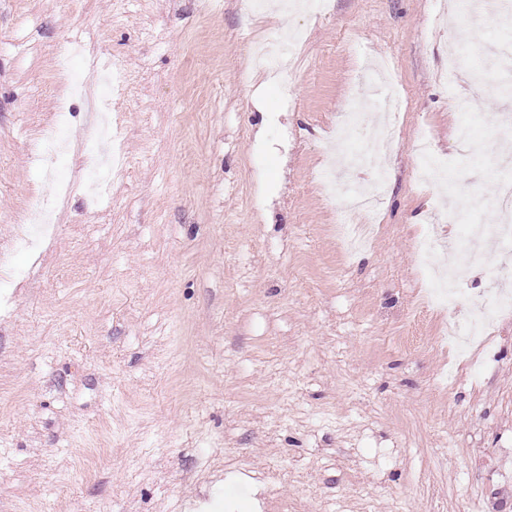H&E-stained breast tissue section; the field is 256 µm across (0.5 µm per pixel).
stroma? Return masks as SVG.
Masks as SVG:
<instances>
[{
  "instance_id": "stroma-1",
  "label": "stroma",
  "mask_w": 512,
  "mask_h": 512,
  "mask_svg": "<svg viewBox=\"0 0 512 512\" xmlns=\"http://www.w3.org/2000/svg\"><path fill=\"white\" fill-rule=\"evenodd\" d=\"M440 0H325L324 14L252 15L242 0H0V512H512V316L449 377L441 343L492 281L466 273L453 310L415 242L438 187L412 145L465 175L468 212L446 242L495 214L496 124L512 93L448 94V53L477 56L511 36L497 10L480 24L439 19ZM301 30L285 102L247 39ZM82 51L64 57L69 43ZM103 57L127 72L110 115L124 167L97 191L86 159L32 151L60 107L81 140L96 87L72 95L57 69ZM387 60L402 91L398 149L386 154L370 246L336 236L344 198L321 170L361 184L371 170L327 167L349 101L366 96L351 141L369 148L380 111L362 82ZM473 144L459 157L456 129ZM73 191L47 239L13 249L28 196Z\"/></svg>"
}]
</instances>
